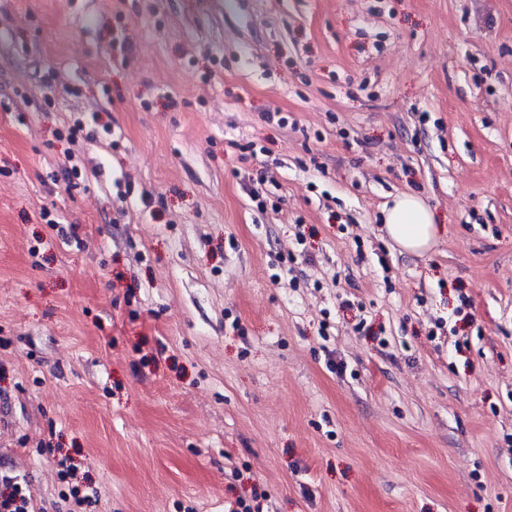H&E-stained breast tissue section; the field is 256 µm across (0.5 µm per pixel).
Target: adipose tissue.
Here are the masks:
<instances>
[{"label":"adipose tissue","instance_id":"adipose-tissue-1","mask_svg":"<svg viewBox=\"0 0 512 512\" xmlns=\"http://www.w3.org/2000/svg\"><path fill=\"white\" fill-rule=\"evenodd\" d=\"M383 224L392 243L410 254H426L438 240L439 228L432 210L414 194L395 197L384 211Z\"/></svg>","mask_w":512,"mask_h":512}]
</instances>
